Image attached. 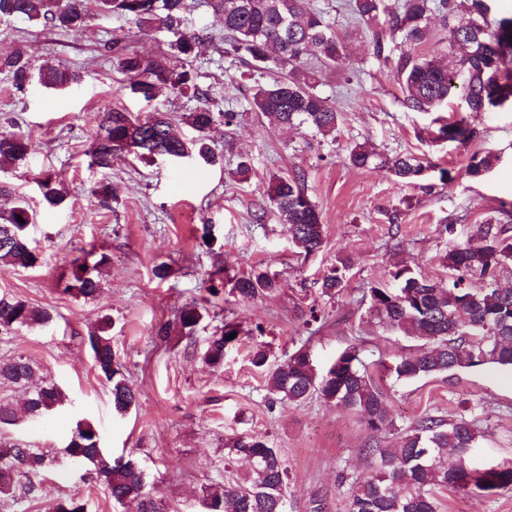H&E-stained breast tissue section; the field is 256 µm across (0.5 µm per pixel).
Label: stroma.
<instances>
[{
  "mask_svg": "<svg viewBox=\"0 0 512 512\" xmlns=\"http://www.w3.org/2000/svg\"><path fill=\"white\" fill-rule=\"evenodd\" d=\"M188 30L202 34L192 66L213 112L235 113L232 124L216 120L210 136L216 163L196 160L151 162L131 154L107 170L89 165L99 113L116 108L147 113L131 97L129 79L104 54L119 43L147 57L177 60L166 30L143 31L118 15H101L97 0H85L83 27L60 31L21 17H0V51L24 45L32 69L52 64L79 74L63 90L30 81L17 90L0 71V133L28 139L27 163L0 170V214L24 200L34 214L30 234L43 253L41 266L0 269V295L47 309L51 326L0 335V358L24 355L66 391L70 403L48 418L19 429L20 437L62 448L78 420L93 423L112 456L144 463L149 479L173 512H198L205 486L224 477V442L247 432L265 437L288 467V512H346L355 479L369 471L367 444L394 445L418 420L465 417L480 435L470 465H512V369L485 365L413 381L396 379L386 364L417 349L416 341L368 320L365 293L392 285V271L411 266L447 287L445 256L478 225L492 223L512 237V105L472 114L477 138L459 144L434 139L432 115L409 111L396 78L372 54V32L347 10L346 0H310L344 41L345 55L319 87L340 114L334 134L308 125L281 129L269 124L249 101L254 82L277 76L270 68L249 73L244 58L224 53V23L209 0H191ZM365 145L385 154L412 152L429 158L427 178L406 184L387 174L356 168L349 151ZM492 154L482 177L466 172L472 154ZM251 166L240 177V161ZM448 181H440V170ZM55 175L65 195L57 208L43 204L37 180ZM299 173L324 226L321 252L308 256L288 235L267 201L269 180ZM106 184L112 197L99 205L91 191ZM211 224L217 241L203 244L199 228ZM107 254L95 299L63 293L60 273L81 249ZM345 261L348 287L322 296L324 273ZM167 263L159 280L154 268ZM224 267L216 316L206 317L193 338L154 341L160 323L174 320L185 304L205 297V280ZM250 271L278 280L277 290L236 301L233 280ZM323 318L310 323L311 310ZM112 319V348L134 384L137 404L125 415L112 410L86 339L103 316ZM240 325L227 347L224 366L214 371L200 360L202 341L223 323ZM282 361L308 347L317 368H326L344 348L357 346L369 373L383 389L395 426L374 432L348 410L312 396L295 404L273 399L265 372L250 362L255 344ZM77 497L88 512H134L113 504L93 466L62 463L26 512H46L50 503ZM438 512H512V490L463 494L436 492Z\"/></svg>",
  "mask_w": 512,
  "mask_h": 512,
  "instance_id": "1",
  "label": "stroma"
}]
</instances>
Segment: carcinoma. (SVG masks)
<instances>
[{
	"mask_svg": "<svg viewBox=\"0 0 512 512\" xmlns=\"http://www.w3.org/2000/svg\"><path fill=\"white\" fill-rule=\"evenodd\" d=\"M104 15L117 14L141 29H164L177 36L174 47L180 54L175 65L162 56L145 58L117 43L104 45L118 70L131 77V94L147 101L160 97L206 93L197 83L191 59L200 36L183 31L188 0H98ZM213 12L224 20V52L243 54L257 69L273 64L281 76L259 84L251 107L270 124L288 128L308 124L318 133L336 131L339 112L318 92L323 72L336 67L344 55L342 40L321 12L307 0H210ZM355 19L375 30L373 55L391 64L403 94V103L414 112H435L448 105L461 90L464 111L488 112L512 103V17L490 25L485 0H402L400 10L390 16L389 31L377 30L386 12L384 0H349ZM1 16H19L54 28L74 29L86 19L85 0H0ZM437 15L449 31L448 57L452 64L436 56L421 55L417 48L429 39L430 19ZM401 34L406 49L393 57L387 38ZM320 52V68L308 65L311 49ZM12 74L19 87L29 82L30 66L24 46L0 52V70ZM76 80L67 68L47 66L39 70L38 81L48 88H64ZM184 121L197 131L187 140L179 136L165 112L145 118L130 112L109 110L98 116L97 134L91 147V165L108 169L123 153L124 143H139L137 157L152 161L157 157L195 156L211 162L215 153L209 143L214 113L200 107L187 113ZM476 128L462 114L448 119L438 129V137L464 144L474 138ZM28 141L17 135H0V166L24 160ZM349 163L356 168L384 171L396 180L412 183L424 178L432 165L413 153L382 155L363 146L353 148ZM490 155L473 154L467 174L480 177L492 167ZM43 199L51 206L64 201L62 188L50 173L39 178ZM267 197L288 234L307 255L321 251L324 229L316 204L305 193L301 175L273 176ZM33 213L23 203L0 217V265L32 269L40 253L31 245L26 229ZM85 250L71 261L64 291L94 299L100 290L98 276L110 257ZM448 270L456 280L441 288L402 265L392 272L398 282L394 289H368L369 314L379 323L406 337L424 341L416 352L401 356L389 368L398 380H414L471 369L486 364L512 367V288L498 287L496 273L512 264V240L503 236L498 224H480L476 235L457 244L446 254ZM346 265L335 266L320 283L322 294L332 297L347 287ZM276 277L251 273L236 279L233 293L251 300L273 293ZM206 307L196 302L183 306L177 316L179 333H196ZM53 321L46 309H36L25 301L0 297V334L18 328H44ZM112 318L102 317L87 343L95 367L110 385L112 410L127 413L137 403V391L127 379L112 350ZM240 333L237 325L226 323L203 345L201 359L213 369L224 365V351ZM255 367L267 374L269 393L293 403L317 393L325 401L343 406L359 416L372 431L394 426L383 392L368 373L361 351L347 347L328 370L313 364L310 351L301 348L288 359L270 364V352L258 345L252 356ZM17 388L25 394L24 410L0 397V429L21 427L26 420H40L64 405L68 396L55 380L23 355L0 359V387ZM478 433L465 418L450 423L427 417L400 437L397 445L365 448L370 458L369 473L354 483L348 512H437L433 491L454 488L464 494L512 489V466L473 469L468 457L477 445ZM227 457L241 463L236 478L207 487L202 495L205 512H287L285 489L288 469L276 449L262 436L241 433L225 442ZM64 454L76 463L92 464L104 477L112 500L120 505L136 502L137 512H170L148 485L145 467L134 458H112L99 447V434L86 421L76 422L64 447ZM54 456L19 438L0 436V505L34 499L47 474L55 469ZM52 512H87V503L72 497L58 501Z\"/></svg>",
	"mask_w": 512,
	"mask_h": 512,
	"instance_id": "obj_1",
	"label": "carcinoma"
}]
</instances>
